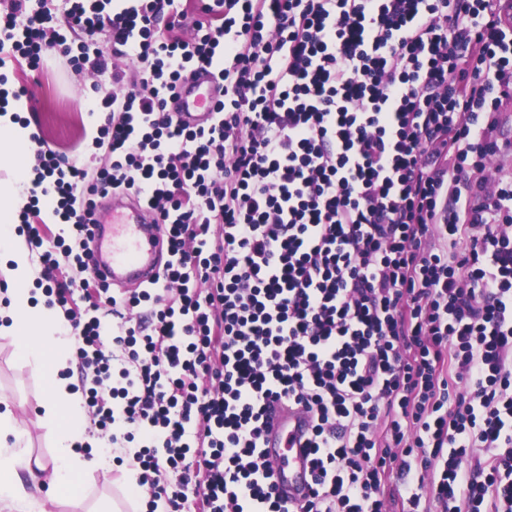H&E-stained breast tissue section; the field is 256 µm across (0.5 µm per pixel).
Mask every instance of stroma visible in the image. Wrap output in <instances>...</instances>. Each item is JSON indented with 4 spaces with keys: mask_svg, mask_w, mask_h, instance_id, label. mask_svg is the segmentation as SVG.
I'll return each instance as SVG.
<instances>
[{
    "mask_svg": "<svg viewBox=\"0 0 512 512\" xmlns=\"http://www.w3.org/2000/svg\"><path fill=\"white\" fill-rule=\"evenodd\" d=\"M0 75L7 77L10 86L32 89L28 118L46 146L59 156L85 165L89 172L103 167L104 158L95 155L92 142L104 119L96 103L114 91L109 76L72 69L58 47L49 51L35 71L11 48H4L0 51ZM43 386L41 375L13 358L11 345L0 339V395L9 399L17 419L29 430L33 456L47 461L55 448L37 420ZM134 466L132 455L124 454L122 462L114 464L109 478L97 473L89 478L81 501L49 505L47 512H91L102 498L124 505L123 477Z\"/></svg>",
    "mask_w": 512,
    "mask_h": 512,
    "instance_id": "obj_1",
    "label": "stroma"
}]
</instances>
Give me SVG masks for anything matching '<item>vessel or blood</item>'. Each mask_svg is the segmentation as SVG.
Wrapping results in <instances>:
<instances>
[{
	"mask_svg": "<svg viewBox=\"0 0 512 512\" xmlns=\"http://www.w3.org/2000/svg\"><path fill=\"white\" fill-rule=\"evenodd\" d=\"M223 98L224 85L212 69L199 68L179 86L169 110L190 126L206 128L214 122V107ZM86 240L91 276L111 288L147 287L171 261L158 217L128 192H113L111 208L88 225ZM309 429L301 408L279 404L264 436L272 480L291 506L306 502L312 483Z\"/></svg>",
	"mask_w": 512,
	"mask_h": 512,
	"instance_id": "1",
	"label": "vessel or blood"
}]
</instances>
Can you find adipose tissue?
<instances>
[{
  "label": "adipose tissue",
  "instance_id": "1",
  "mask_svg": "<svg viewBox=\"0 0 512 512\" xmlns=\"http://www.w3.org/2000/svg\"><path fill=\"white\" fill-rule=\"evenodd\" d=\"M26 99L10 100L0 113V149L8 151L11 170L0 180V273L8 283L7 305L0 307V338L9 339L16 355L38 370L44 379L40 402L41 424L54 437L51 484L59 503L78 499L93 471L111 467L110 458L87 462L79 448L85 445V405L80 390L62 377L73 358L70 340L57 308L33 303L34 271L30 253L13 224L28 201L29 168L26 149L37 133L35 126L14 121L26 111ZM25 432L10 410L0 411V512H44L45 504L26 488L20 469L30 467V451L23 448Z\"/></svg>",
  "mask_w": 512,
  "mask_h": 512
}]
</instances>
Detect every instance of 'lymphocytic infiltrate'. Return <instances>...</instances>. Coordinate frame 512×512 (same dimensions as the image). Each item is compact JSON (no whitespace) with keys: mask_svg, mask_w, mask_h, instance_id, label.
Returning <instances> with one entry per match:
<instances>
[{"mask_svg":"<svg viewBox=\"0 0 512 512\" xmlns=\"http://www.w3.org/2000/svg\"><path fill=\"white\" fill-rule=\"evenodd\" d=\"M67 2L59 19L11 0L0 49L35 70L66 31L107 33L111 54L69 61L124 88L98 104L110 164L92 179L37 149L16 231L64 308L55 250L73 239L87 269L96 197L163 219L160 279L120 297L82 281L94 314L68 327L94 426L141 443L150 512H387L410 474L408 512H512V6L199 0L185 38L181 0ZM198 67L224 83L206 129L166 110ZM45 207L70 231L49 248ZM278 402L312 416L297 511L262 448Z\"/></svg>","mask_w":512,"mask_h":512,"instance_id":"lymphocytic-infiltrate-1","label":"lymphocytic infiltrate"}]
</instances>
